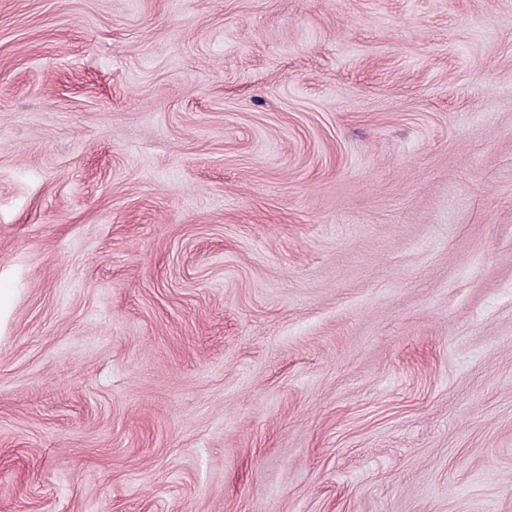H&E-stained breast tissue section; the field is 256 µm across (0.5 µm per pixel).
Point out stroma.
Returning a JSON list of instances; mask_svg holds the SVG:
<instances>
[{
	"label": "stroma",
	"mask_w": 512,
	"mask_h": 512,
	"mask_svg": "<svg viewBox=\"0 0 512 512\" xmlns=\"http://www.w3.org/2000/svg\"><path fill=\"white\" fill-rule=\"evenodd\" d=\"M0 512H512V0H0Z\"/></svg>",
	"instance_id": "35a3bbf8"
}]
</instances>
